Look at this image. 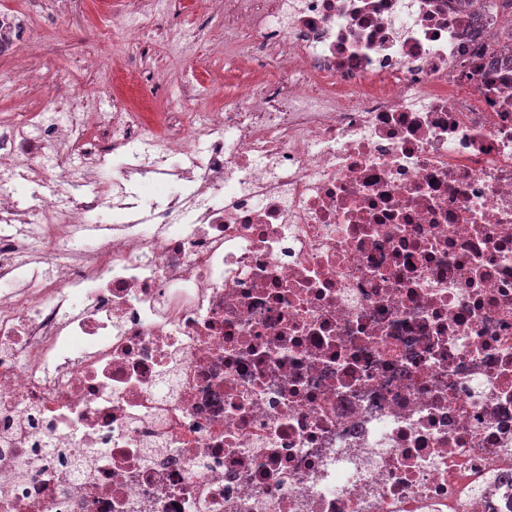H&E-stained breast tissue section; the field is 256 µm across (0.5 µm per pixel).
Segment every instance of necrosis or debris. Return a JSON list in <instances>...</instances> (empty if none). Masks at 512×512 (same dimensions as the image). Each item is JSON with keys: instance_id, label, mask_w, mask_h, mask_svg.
<instances>
[{"instance_id": "4bbe7bcc", "label": "necrosis or debris", "mask_w": 512, "mask_h": 512, "mask_svg": "<svg viewBox=\"0 0 512 512\" xmlns=\"http://www.w3.org/2000/svg\"><path fill=\"white\" fill-rule=\"evenodd\" d=\"M224 11L238 109L0 118V512H512V12ZM181 182L170 176L160 179L152 173L132 174L127 180H122L123 202L137 203L139 208H146L152 202H162L175 190H186V186H179ZM12 186L14 199H16L22 207L27 206L32 196L48 193L45 184L37 181L36 178L30 180L19 179Z\"/></svg>"}]
</instances>
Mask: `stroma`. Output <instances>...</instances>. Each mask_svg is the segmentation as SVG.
I'll list each match as a JSON object with an SVG mask.
<instances>
[{"label": "stroma", "instance_id": "1", "mask_svg": "<svg viewBox=\"0 0 512 512\" xmlns=\"http://www.w3.org/2000/svg\"><path fill=\"white\" fill-rule=\"evenodd\" d=\"M68 0L59 10L56 0H0V17L9 22L11 49L0 54V115L27 110L39 112L62 103L80 106L93 98V109L108 112L116 83L110 61L123 56L126 69L148 67L153 79L140 87V96L152 111H172L184 87L194 79L195 58L207 54L212 43L224 39V13L199 0L183 8L180 0ZM135 10L145 26L139 43H127L117 18ZM192 32L195 43L190 54L180 56L174 40ZM209 68L219 87L207 111L237 106L244 97L250 74L221 59ZM172 177L134 174L123 182L124 200L148 207L178 190Z\"/></svg>", "mask_w": 512, "mask_h": 512}]
</instances>
